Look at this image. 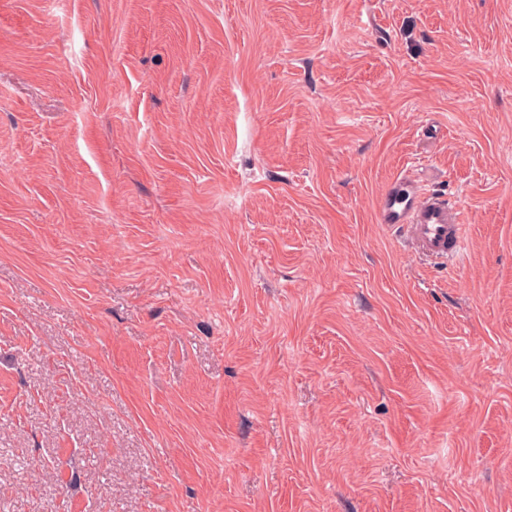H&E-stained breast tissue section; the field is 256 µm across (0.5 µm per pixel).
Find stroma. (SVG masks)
<instances>
[{
    "instance_id": "obj_1",
    "label": "stroma",
    "mask_w": 512,
    "mask_h": 512,
    "mask_svg": "<svg viewBox=\"0 0 512 512\" xmlns=\"http://www.w3.org/2000/svg\"><path fill=\"white\" fill-rule=\"evenodd\" d=\"M0 512H512V0H0ZM377 211L380 224L403 230L411 246L430 260L448 264L462 257L465 239L460 208L428 191L417 178L400 175L392 180Z\"/></svg>"
}]
</instances>
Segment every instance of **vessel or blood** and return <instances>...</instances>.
<instances>
[{"instance_id": "b4317fda", "label": "vessel or blood", "mask_w": 512, "mask_h": 512, "mask_svg": "<svg viewBox=\"0 0 512 512\" xmlns=\"http://www.w3.org/2000/svg\"><path fill=\"white\" fill-rule=\"evenodd\" d=\"M377 211L381 224L403 230L411 246L430 260L445 264L462 257L465 240L460 208L428 191L417 178L401 175L392 180Z\"/></svg>"}]
</instances>
